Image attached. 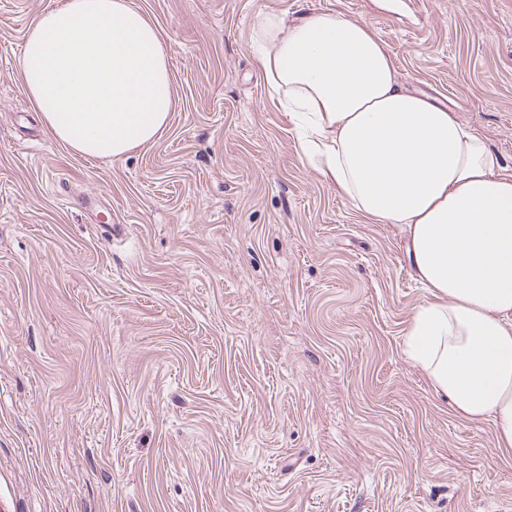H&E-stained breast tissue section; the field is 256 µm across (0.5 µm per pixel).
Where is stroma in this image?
<instances>
[{"label": "stroma", "mask_w": 512, "mask_h": 512, "mask_svg": "<svg viewBox=\"0 0 512 512\" xmlns=\"http://www.w3.org/2000/svg\"><path fill=\"white\" fill-rule=\"evenodd\" d=\"M134 2L175 106L112 160L21 79L57 0H0V512H512L492 424L404 353L428 295L398 232L303 158L251 40L271 10L371 26L512 172V0Z\"/></svg>", "instance_id": "1"}]
</instances>
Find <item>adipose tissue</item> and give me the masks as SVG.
I'll use <instances>...</instances> for the list:
<instances>
[{
  "mask_svg": "<svg viewBox=\"0 0 512 512\" xmlns=\"http://www.w3.org/2000/svg\"><path fill=\"white\" fill-rule=\"evenodd\" d=\"M252 40L306 158L404 241L429 296L406 333L409 360L512 453V173L453 112L400 86L369 25L270 11ZM21 76L48 136L87 158L155 142L175 104L163 42L132 0H66L43 13Z\"/></svg>",
  "mask_w": 512,
  "mask_h": 512,
  "instance_id": "adipose-tissue-1",
  "label": "adipose tissue"
}]
</instances>
